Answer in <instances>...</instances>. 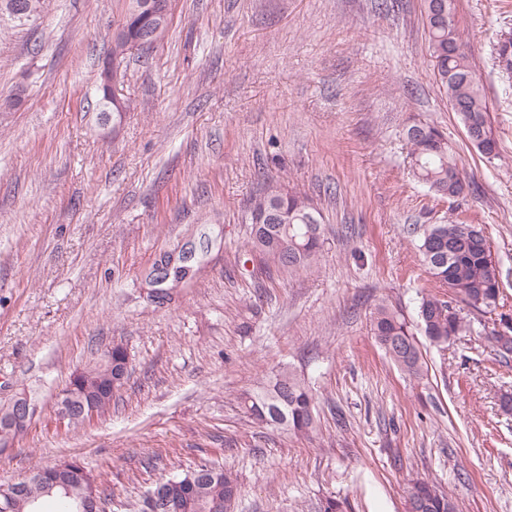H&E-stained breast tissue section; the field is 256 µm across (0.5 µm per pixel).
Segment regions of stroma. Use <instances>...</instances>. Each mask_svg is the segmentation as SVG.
Segmentation results:
<instances>
[{
    "mask_svg": "<svg viewBox=\"0 0 512 512\" xmlns=\"http://www.w3.org/2000/svg\"><path fill=\"white\" fill-rule=\"evenodd\" d=\"M500 156L482 158L440 88L422 0H172L163 40L120 62L130 108L100 116V66L125 0H48L36 23L0 14V408L36 406L0 451V485L77 459L128 512L170 473L216 462L234 512H406L441 485L457 512H512V362L488 342L417 341V380L372 331L380 303L416 322L430 280L412 224L483 225L512 323V73L497 45L512 0H455ZM443 130L470 187L433 195L403 133ZM321 212L318 270L261 273L249 207L268 181ZM165 266L166 297L146 277ZM124 344L109 413L67 429L52 401ZM294 369L318 398L305 435L252 423L239 396ZM157 459L145 468V457Z\"/></svg>",
    "mask_w": 512,
    "mask_h": 512,
    "instance_id": "obj_1",
    "label": "stroma"
}]
</instances>
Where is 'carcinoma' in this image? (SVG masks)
I'll return each instance as SVG.
<instances>
[{"instance_id":"carcinoma-1","label":"carcinoma","mask_w":512,"mask_h":512,"mask_svg":"<svg viewBox=\"0 0 512 512\" xmlns=\"http://www.w3.org/2000/svg\"><path fill=\"white\" fill-rule=\"evenodd\" d=\"M436 0H424V23L428 33L435 75L448 96L453 112L464 127L471 146L485 159L499 155V143L488 117V107L479 79L469 63V46L454 25L440 17L433 8ZM140 0H126L121 22L112 33V60L123 57L129 43L160 41L168 28L169 17L150 15L139 10ZM499 63L512 71V37L499 42ZM405 137L408 155L418 179L436 196L457 198L465 194L466 179L443 134L430 124L410 126ZM276 210L285 215V223L261 228L251 224L250 252L257 255L268 270L290 274L311 272L317 265L325 241L321 214L309 199L290 193L270 181L263 193L254 197L250 215ZM418 250L421 262L432 278L446 286L455 301L443 300L432 293L421 296L417 318L424 335L435 345L462 333H476L474 322L495 313L500 302L499 270L487 259L488 239L480 224L450 221L446 224L422 226ZM476 311L468 318L463 308ZM375 339L385 355L409 376L420 379L425 369L422 354L412 330L400 310L381 304L373 313ZM485 339L496 355L508 360L512 355V327L492 330ZM107 383L105 369L96 364L84 371L62 392L82 393L85 399H99L100 412L111 406L112 398H98ZM244 414L258 424L282 425L297 433H307L316 424V394L304 378L284 368L267 384L241 397ZM196 484L195 496L184 502L182 512H212L211 505L221 504L222 512H232L234 496L229 487H238V478L221 466L201 464L192 470L158 482V491ZM24 489L18 497L0 495V512H44L48 503L53 512H76V505L91 493L112 503V490L103 480L93 476L83 464L72 460L69 470L56 467L38 468L22 481ZM407 499L419 504L420 512H455L452 497L440 486L426 480L413 479L407 485Z\"/></svg>"}]
</instances>
